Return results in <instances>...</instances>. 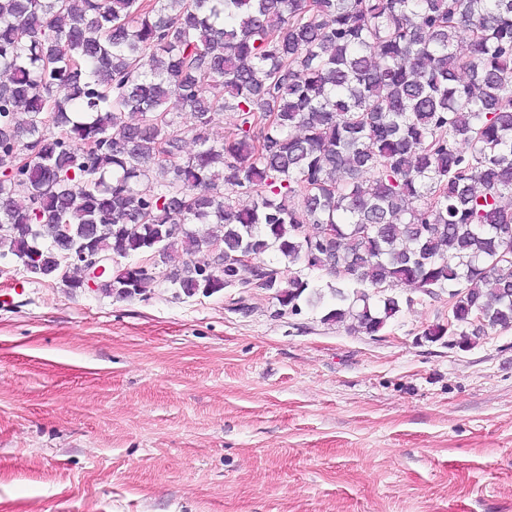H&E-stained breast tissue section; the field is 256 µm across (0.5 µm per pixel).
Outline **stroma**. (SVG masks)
I'll use <instances>...</instances> for the list:
<instances>
[{"label": "stroma", "instance_id": "1", "mask_svg": "<svg viewBox=\"0 0 512 512\" xmlns=\"http://www.w3.org/2000/svg\"><path fill=\"white\" fill-rule=\"evenodd\" d=\"M116 299L0 260V512H512V329L374 337L239 286Z\"/></svg>", "mask_w": 512, "mask_h": 512}]
</instances>
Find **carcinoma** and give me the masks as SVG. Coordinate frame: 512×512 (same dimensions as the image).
I'll return each mask as SVG.
<instances>
[{"mask_svg":"<svg viewBox=\"0 0 512 512\" xmlns=\"http://www.w3.org/2000/svg\"><path fill=\"white\" fill-rule=\"evenodd\" d=\"M0 71V259L34 277L82 288V244L116 299L179 257L177 295L367 336L403 288L448 294L432 342L512 328V0H0Z\"/></svg>","mask_w":512,"mask_h":512,"instance_id":"obj_1","label":"carcinoma"}]
</instances>
